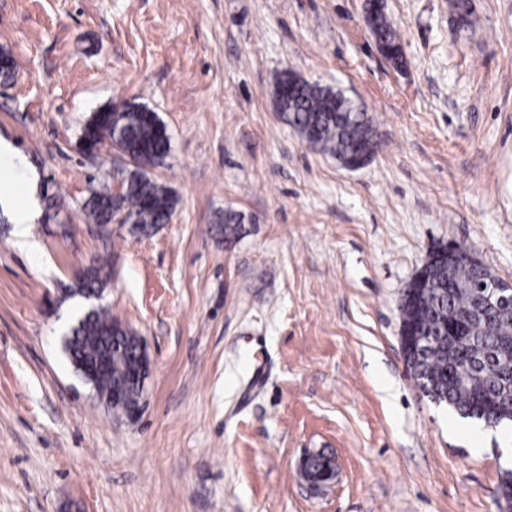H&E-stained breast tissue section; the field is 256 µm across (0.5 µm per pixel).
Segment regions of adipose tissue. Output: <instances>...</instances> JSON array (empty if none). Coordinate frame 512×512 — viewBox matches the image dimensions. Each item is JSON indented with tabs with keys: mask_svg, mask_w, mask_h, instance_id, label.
I'll return each mask as SVG.
<instances>
[{
	"mask_svg": "<svg viewBox=\"0 0 512 512\" xmlns=\"http://www.w3.org/2000/svg\"><path fill=\"white\" fill-rule=\"evenodd\" d=\"M7 170L11 176L9 182L0 185V204L7 208L15 226V234L20 239H27L30 224L34 223L39 213L33 194L18 198L16 189L30 184L32 177L25 157L14 147L12 142L0 138V170Z\"/></svg>",
	"mask_w": 512,
	"mask_h": 512,
	"instance_id": "1",
	"label": "adipose tissue"
}]
</instances>
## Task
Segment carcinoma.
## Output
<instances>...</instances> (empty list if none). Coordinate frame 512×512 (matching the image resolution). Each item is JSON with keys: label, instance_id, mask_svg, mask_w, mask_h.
Listing matches in <instances>:
<instances>
[{"label": "carcinoma", "instance_id": "1", "mask_svg": "<svg viewBox=\"0 0 512 512\" xmlns=\"http://www.w3.org/2000/svg\"><path fill=\"white\" fill-rule=\"evenodd\" d=\"M376 42L395 50L390 60L404 63L397 31L388 21L384 9L369 18ZM292 73L284 70L274 76V106L281 120L309 140L318 132V149L341 160L370 141L375 131L373 117L342 91L317 82L299 79L291 82ZM81 151L92 155L109 144L127 163L113 168L115 190L102 183L90 187L82 205L89 224H112L116 219L128 225L129 234L150 236L169 222L176 206L171 190L150 176V170L163 165L170 154L171 141L167 126L157 112L144 104H129L124 109L101 108L84 124ZM217 233L227 241L246 234L243 216L228 210L215 224ZM443 245L434 246L423 269L432 274L431 286L405 288L401 296V330L407 331L409 350L407 369L423 394L431 401L452 407L461 417L483 409L481 423L500 425L499 418L512 414V310L489 312L477 329L460 338L463 359L470 368L459 376L449 375L448 324L463 318L475 307L476 289L468 284L481 283L489 289L498 281L488 268L474 269L459 265L448 272L444 263L435 261ZM107 263L99 262L85 269L64 292L87 296L102 294L110 280ZM456 288L448 289V280ZM121 321L101 308L82 311L71 328L72 338L64 349L75 369L100 358L110 361V369L96 374L95 390L105 396L119 390L124 399L112 403L116 413L139 407L142 386L139 378L142 337L130 326L120 330ZM332 460L324 455L310 457L304 472L315 481L331 468Z\"/></svg>", "mask_w": 512, "mask_h": 512}]
</instances>
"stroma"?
I'll return each mask as SVG.
<instances>
[{
    "instance_id": "stroma-1",
    "label": "stroma",
    "mask_w": 512,
    "mask_h": 512,
    "mask_svg": "<svg viewBox=\"0 0 512 512\" xmlns=\"http://www.w3.org/2000/svg\"><path fill=\"white\" fill-rule=\"evenodd\" d=\"M0 0V137L36 177V251L0 208V512H503L512 454L422 395L400 297L434 245L512 283V0ZM287 70L343 91L379 150L351 170L274 109ZM147 105L171 136L152 177L178 198L149 237L102 243L80 206L109 153L91 113ZM244 216L233 242L218 216ZM69 235H62V225ZM148 345L141 412L115 416L60 338L74 271ZM336 476L311 490L302 459ZM377 2L381 5L380 9L376 11L373 18L371 17V12L368 16L369 24L371 23V33L377 43L386 44L395 50V55L390 57L389 60L396 65H402L404 63V57L401 51L402 47L399 42L398 33L386 17L384 2L382 0H377ZM106 267V262H98L86 269H80L76 272L74 278L81 275L84 270L85 272L67 288H63L65 294L76 295L78 292H84L86 296H90L96 293H104L110 280V272L106 270Z\"/></svg>"
}]
</instances>
